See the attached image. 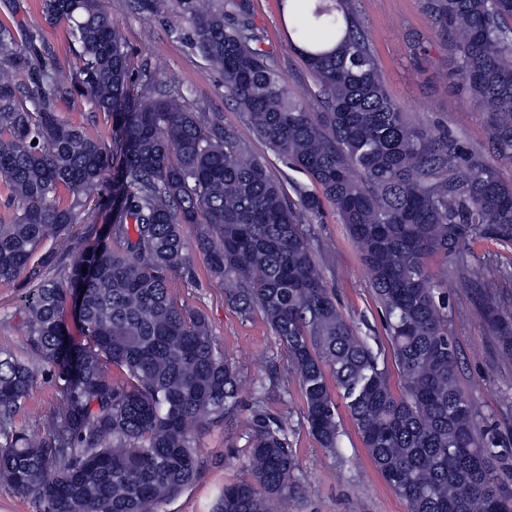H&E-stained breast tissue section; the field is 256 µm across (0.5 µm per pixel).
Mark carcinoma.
Instances as JSON below:
<instances>
[{
    "label": "carcinoma",
    "mask_w": 512,
    "mask_h": 512,
    "mask_svg": "<svg viewBox=\"0 0 512 512\" xmlns=\"http://www.w3.org/2000/svg\"><path fill=\"white\" fill-rule=\"evenodd\" d=\"M356 2L279 0L288 43L314 78L305 101L269 63L243 4L228 0L231 11L221 0H173L254 133L321 190L296 184L293 198L264 161L244 159L235 128L218 117L201 123L179 91L158 93L148 82L130 96L127 45L105 0H44L49 20L67 23L80 60L69 85L55 81L53 53L36 33L0 23V181L13 206L0 224V282L29 269L25 336L63 401L44 436L11 427L36 373L0 351V478L33 496L40 512H157L200 476L197 433L238 418L235 366L205 316L169 293L172 276L192 275L186 224L231 307L262 312L287 347L323 447H338L341 435L331 376L409 512H512V489L495 477L512 447L482 425L460 386L436 274L455 268L512 360V302L493 290L490 265L467 258L475 239L512 240V182L448 128L409 119L386 88ZM422 7L448 47L450 87L480 109L493 152L512 162V0ZM58 99L88 100L120 121L117 170L112 148L53 111ZM114 182L101 250L74 255L56 276L44 272L50 253L29 267L49 234L81 223ZM325 201L361 255L403 378L398 393L315 260L306 224ZM75 294L79 344L62 320ZM261 403L248 424L253 480L225 485L213 512H275L302 494L287 425Z\"/></svg>",
    "instance_id": "carcinoma-1"
}]
</instances>
